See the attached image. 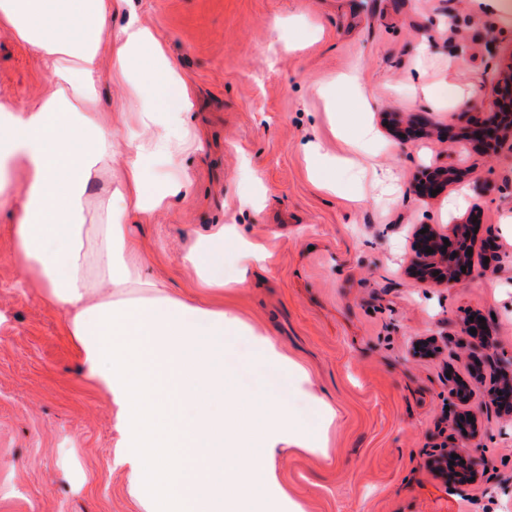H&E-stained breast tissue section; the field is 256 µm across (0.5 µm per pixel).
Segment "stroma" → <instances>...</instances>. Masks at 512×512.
<instances>
[{
	"mask_svg": "<svg viewBox=\"0 0 512 512\" xmlns=\"http://www.w3.org/2000/svg\"><path fill=\"white\" fill-rule=\"evenodd\" d=\"M153 32L186 81L192 145L162 162L159 175L184 181L131 232L153 260L151 275L178 293L225 300L306 367L338 419L328 456L278 450V477L302 512H512V422L486 405L490 382L471 381L457 341L469 317L489 319L490 342L512 353V148L478 152L459 137L482 120L484 103L512 63V26L479 0H118L112 30L128 21ZM359 72L363 97L336 87ZM432 95H423L421 85ZM53 90L31 50L0 30V102L26 105ZM118 139L135 119L134 91L120 74L100 85ZM338 112L356 138L361 120L379 129L366 150L368 174L340 167L336 193L310 173V148L347 149L330 128ZM426 112L432 136L400 141L381 127L387 113ZM460 159L462 183L437 197L415 184L430 161ZM388 173L387 192L372 170ZM0 208V512H138L109 397L86 380L78 352L37 282L24 280ZM476 223V250L501 257L494 287L482 261L453 286L421 284L406 269L411 234ZM233 224L268 252L238 286L240 262L224 250V293L198 287L182 257L198 237ZM439 350L413 358L414 341ZM224 370L236 387L274 390L317 429L320 409L278 366L261 367L245 337L224 338ZM468 382L482 408L472 453L483 474L453 490L432 459L456 440L448 390Z\"/></svg>",
	"mask_w": 512,
	"mask_h": 512,
	"instance_id": "1",
	"label": "stroma"
}]
</instances>
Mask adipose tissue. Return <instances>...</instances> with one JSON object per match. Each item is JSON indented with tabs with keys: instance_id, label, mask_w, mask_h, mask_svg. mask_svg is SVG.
I'll use <instances>...</instances> for the list:
<instances>
[{
	"instance_id": "adipose-tissue-1",
	"label": "adipose tissue",
	"mask_w": 512,
	"mask_h": 512,
	"mask_svg": "<svg viewBox=\"0 0 512 512\" xmlns=\"http://www.w3.org/2000/svg\"><path fill=\"white\" fill-rule=\"evenodd\" d=\"M112 7V0H0V28L30 46L54 86L24 108L0 103V186L13 171L25 176L7 227L17 263L45 288L86 378L112 400L113 462L126 467L139 512H295L275 451L324 455L328 441L312 435L287 402L232 384L225 333L246 334L258 362L290 365L324 428L338 412L267 333L147 275L149 257L127 222L151 215L182 188L152 178L148 163L181 151L188 88L152 32L131 23L113 33ZM108 68L139 90L140 132L113 184L101 180L123 156L112 115L99 108ZM228 246L243 269L266 261L263 245L220 226L187 256L199 286L223 292ZM259 474L262 494L254 491Z\"/></svg>"
}]
</instances>
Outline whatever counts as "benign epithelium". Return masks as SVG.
Instances as JSON below:
<instances>
[{
	"label": "benign epithelium",
	"instance_id": "benign-epithelium-1",
	"mask_svg": "<svg viewBox=\"0 0 512 512\" xmlns=\"http://www.w3.org/2000/svg\"><path fill=\"white\" fill-rule=\"evenodd\" d=\"M508 93L499 92L488 100L490 107L496 112L481 124L467 127L465 139L478 149H486L490 144L497 146L508 141L512 135V79L507 85ZM434 126L433 121L426 116H417L411 122V126L404 127L395 118H390L388 130L395 137L405 135L410 139L415 134L426 135ZM463 169L453 163L437 161L425 170L424 177L417 183L419 191L429 194L431 191L449 187L459 182ZM427 232L422 234L415 232L412 241V250L415 254L413 263L409 268V275L416 281L426 284L438 282L451 285L455 282L457 272L463 266H469L473 256L467 254L469 245L467 239L460 237L462 226H456L450 235L441 233L425 226ZM455 239L450 246H444V240ZM433 252L428 253L426 249ZM485 322L468 321L459 331L461 344L468 349L470 360L478 378L485 375L498 379V383L490 390L489 404L499 413H512V355L497 354L492 351L489 344V332L484 328ZM476 329V334H471L470 329ZM481 412L482 409H470L466 412L457 411L453 414L450 427L458 441L454 453L457 454L459 467L454 474V483L459 485L472 484L477 480L478 466L470 447L481 438ZM473 420H468V417Z\"/></svg>",
	"mask_w": 512,
	"mask_h": 512
}]
</instances>
